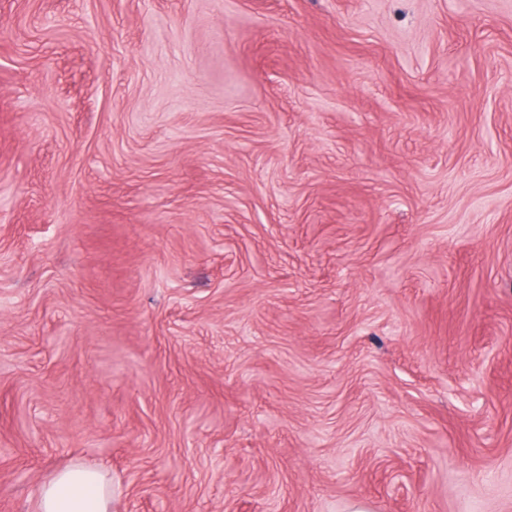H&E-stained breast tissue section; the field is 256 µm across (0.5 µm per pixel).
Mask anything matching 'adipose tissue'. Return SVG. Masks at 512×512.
Masks as SVG:
<instances>
[{
  "label": "adipose tissue",
  "instance_id": "obj_1",
  "mask_svg": "<svg viewBox=\"0 0 512 512\" xmlns=\"http://www.w3.org/2000/svg\"><path fill=\"white\" fill-rule=\"evenodd\" d=\"M112 487L96 466L73 463L43 484L38 512H111Z\"/></svg>",
  "mask_w": 512,
  "mask_h": 512
}]
</instances>
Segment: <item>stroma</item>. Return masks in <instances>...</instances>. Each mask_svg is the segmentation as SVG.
Wrapping results in <instances>:
<instances>
[{
	"instance_id": "obj_1",
	"label": "stroma",
	"mask_w": 512,
	"mask_h": 512,
	"mask_svg": "<svg viewBox=\"0 0 512 512\" xmlns=\"http://www.w3.org/2000/svg\"><path fill=\"white\" fill-rule=\"evenodd\" d=\"M512 512V0H0V512ZM112 486L96 466L73 463L43 484L37 512H111Z\"/></svg>"
}]
</instances>
